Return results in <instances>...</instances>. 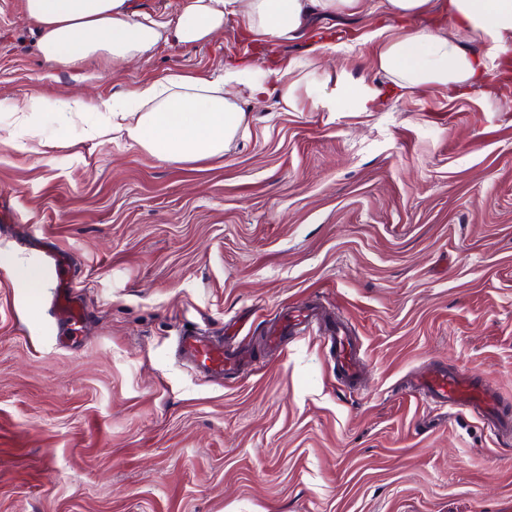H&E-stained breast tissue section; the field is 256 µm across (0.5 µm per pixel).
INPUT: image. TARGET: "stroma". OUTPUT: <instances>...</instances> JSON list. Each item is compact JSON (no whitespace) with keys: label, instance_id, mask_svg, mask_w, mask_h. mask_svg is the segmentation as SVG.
I'll return each instance as SVG.
<instances>
[{"label":"stroma","instance_id":"stroma-1","mask_svg":"<svg viewBox=\"0 0 512 512\" xmlns=\"http://www.w3.org/2000/svg\"><path fill=\"white\" fill-rule=\"evenodd\" d=\"M381 11L313 17L352 78ZM239 22L122 71L44 63L23 0H0V103L113 92L243 58ZM512 75L391 93L374 112L253 108L221 161L160 162L122 139L0 138V512H512V442L430 408L426 364L496 384L512 410ZM67 252L87 318L57 343L48 254ZM41 285H19L22 269ZM316 318L276 350L288 310ZM360 349L335 366L329 327ZM195 329L248 352L211 380L179 357ZM310 310H293L284 314L278 323L271 326L265 334L266 344L270 348H278L282 345L288 331L294 330L297 326L309 321ZM331 337L336 347V369L347 382L356 384L360 368L351 336L342 326L336 325V336Z\"/></svg>","mask_w":512,"mask_h":512}]
</instances>
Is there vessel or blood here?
Wrapping results in <instances>:
<instances>
[{
  "mask_svg": "<svg viewBox=\"0 0 512 512\" xmlns=\"http://www.w3.org/2000/svg\"><path fill=\"white\" fill-rule=\"evenodd\" d=\"M50 266L57 283L54 303L64 314L70 334L78 335L83 328L85 314L72 297L73 286L66 255H51ZM310 317L311 313L307 310H293L284 314L278 323L267 330V346L280 347L288 331L309 321ZM334 342L337 370L347 382H356L360 368L351 337L340 327L336 330ZM176 351L180 357L190 361L199 373L211 379L233 373L240 361L238 355L225 350L222 342L193 332L179 336ZM415 386L419 396L435 408L468 412L495 438H512V413L500 405L497 394L489 384L475 382L463 371L432 365L420 375Z\"/></svg>",
  "mask_w": 512,
  "mask_h": 512,
  "instance_id": "b4317fda",
  "label": "vessel or blood"
}]
</instances>
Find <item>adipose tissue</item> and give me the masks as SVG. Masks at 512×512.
<instances>
[{"label":"adipose tissue","mask_w":512,"mask_h":512,"mask_svg":"<svg viewBox=\"0 0 512 512\" xmlns=\"http://www.w3.org/2000/svg\"><path fill=\"white\" fill-rule=\"evenodd\" d=\"M400 33L377 29L372 66L392 89L464 92L486 85L490 59L470 48L512 43V0H448V26H416L436 0H380ZM366 0H178L167 19L131 9L129 0H24L44 62L80 71L101 61L113 69L149 56L165 44L196 47L210 42L227 20L241 21L255 42L275 45L299 36L311 15L354 14ZM275 96L281 111L310 101L320 112H373L384 99L380 85L355 80L307 61L287 64L232 61L215 76L182 71L115 93L93 106L81 96L47 103L37 93L9 102L8 130L20 129L49 145L57 127L79 129L82 139L123 138L164 163L223 157L249 124L252 104Z\"/></svg>","instance_id":"1"}]
</instances>
